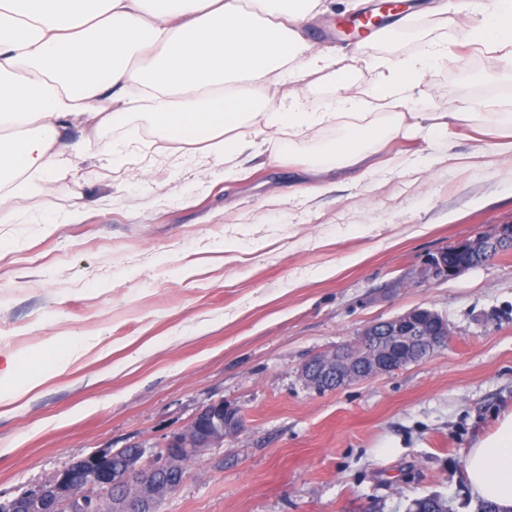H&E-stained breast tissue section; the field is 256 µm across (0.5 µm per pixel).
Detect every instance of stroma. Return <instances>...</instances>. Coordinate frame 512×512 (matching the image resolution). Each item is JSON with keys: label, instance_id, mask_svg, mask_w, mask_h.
Returning <instances> with one entry per match:
<instances>
[{"label": "stroma", "instance_id": "obj_1", "mask_svg": "<svg viewBox=\"0 0 512 512\" xmlns=\"http://www.w3.org/2000/svg\"><path fill=\"white\" fill-rule=\"evenodd\" d=\"M348 15L334 0L304 36L364 59L353 91L378 125L395 110L373 94L385 63L432 40L469 60L425 68L411 100L425 120L372 155L369 173L339 168L326 191L301 195L336 138V82L311 77L282 91L325 112L320 140L257 118L236 131L260 148L253 157L225 153L220 136L169 139L146 107L119 127L81 118L65 142L85 160L9 203L0 355L26 373L47 365L51 342H102L0 405L1 501L102 449L164 447L221 401L246 430L188 459L159 512H407L430 494L474 512L465 458L512 410V251L448 280L421 271L512 225V150L491 86L512 77V55L488 59L455 22L424 13L416 40L351 41ZM452 112L431 129L429 115ZM414 308L447 320L446 346L335 391L304 386L312 355Z\"/></svg>", "mask_w": 512, "mask_h": 512}]
</instances>
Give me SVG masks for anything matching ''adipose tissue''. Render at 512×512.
<instances>
[{
	"label": "adipose tissue",
	"instance_id": "obj_1",
	"mask_svg": "<svg viewBox=\"0 0 512 512\" xmlns=\"http://www.w3.org/2000/svg\"><path fill=\"white\" fill-rule=\"evenodd\" d=\"M242 2L0 0V211L68 165L62 138L72 121L120 125L135 92L167 137L204 142L221 133L234 153L250 147L235 130L259 115L289 136L317 137L321 113L275 98L286 80L326 71L339 87L332 150L343 165L412 128L413 112L395 113L385 128L369 120L351 93L355 57L307 42L303 29L324 12V0H263L261 20ZM434 12L459 14L464 37L488 57L512 51V0H483L474 12L466 0H441ZM447 55L446 43L430 44L395 64L374 96L407 103L426 62ZM464 470L475 494L512 512V411L470 448Z\"/></svg>",
	"mask_w": 512,
	"mask_h": 512
}]
</instances>
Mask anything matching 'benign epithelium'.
Segmentation results:
<instances>
[{
    "label": "benign epithelium",
    "mask_w": 512,
    "mask_h": 512,
    "mask_svg": "<svg viewBox=\"0 0 512 512\" xmlns=\"http://www.w3.org/2000/svg\"><path fill=\"white\" fill-rule=\"evenodd\" d=\"M511 248L508 225L496 236L478 235L439 253L429 260L426 276L450 279ZM449 336L447 320L432 310L414 308L366 327L353 346L315 355L302 366L300 376L310 389L334 390L417 362L446 344ZM245 428L238 410L222 401L211 403L166 446L149 452L133 444L95 452L38 488L0 502V512H156V506L184 483L189 455L222 444L226 435ZM118 459L116 468L113 462Z\"/></svg>",
    "instance_id": "benign-epithelium-1"
}]
</instances>
